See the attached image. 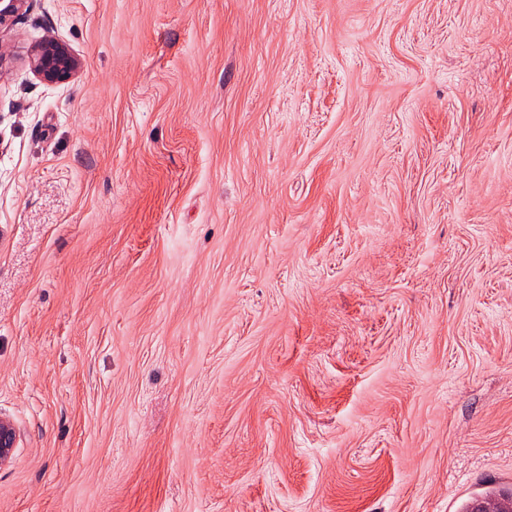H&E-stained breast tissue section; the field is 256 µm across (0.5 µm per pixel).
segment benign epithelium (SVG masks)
Returning <instances> with one entry per match:
<instances>
[{
	"mask_svg": "<svg viewBox=\"0 0 512 512\" xmlns=\"http://www.w3.org/2000/svg\"><path fill=\"white\" fill-rule=\"evenodd\" d=\"M33 0H0V31L6 30L28 12ZM28 66L33 75L49 85L71 82L79 73L82 61L70 45L49 33L30 47ZM20 440L17 427L0 417V467L9 464Z\"/></svg>",
	"mask_w": 512,
	"mask_h": 512,
	"instance_id": "7a95c632",
	"label": "benign epithelium"
}]
</instances>
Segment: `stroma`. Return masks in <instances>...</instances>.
Listing matches in <instances>:
<instances>
[{"instance_id": "stroma-1", "label": "stroma", "mask_w": 512, "mask_h": 512, "mask_svg": "<svg viewBox=\"0 0 512 512\" xmlns=\"http://www.w3.org/2000/svg\"><path fill=\"white\" fill-rule=\"evenodd\" d=\"M5 39L0 512L512 487V0H33ZM28 66L33 75L49 85L71 82L79 73L82 61L70 45L48 33L30 47ZM19 440L17 427L9 419L0 417V467L12 461Z\"/></svg>"}]
</instances>
